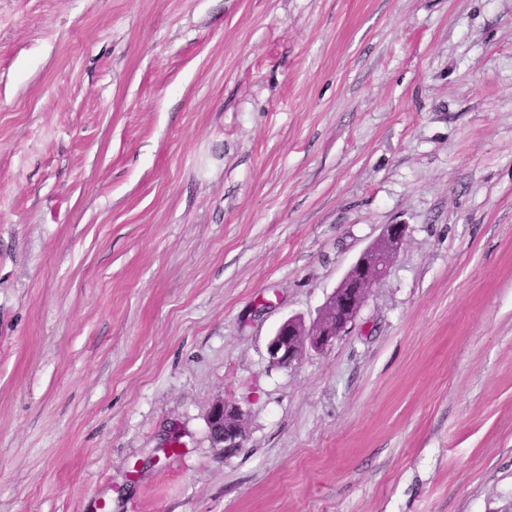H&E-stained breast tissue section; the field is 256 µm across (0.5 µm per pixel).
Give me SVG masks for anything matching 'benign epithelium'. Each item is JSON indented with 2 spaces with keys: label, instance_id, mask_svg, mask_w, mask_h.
Here are the masks:
<instances>
[{
  "label": "benign epithelium",
  "instance_id": "7a95c632",
  "mask_svg": "<svg viewBox=\"0 0 512 512\" xmlns=\"http://www.w3.org/2000/svg\"><path fill=\"white\" fill-rule=\"evenodd\" d=\"M405 236L406 225H386L378 240L361 253L327 298L317 320L309 325L293 317L283 321L267 344L269 364L287 369L302 359L306 347L317 351L331 347L355 321L372 286L386 275ZM243 418L244 412L238 405L224 399L217 401L207 418L214 446L224 449L243 447Z\"/></svg>",
  "mask_w": 512,
  "mask_h": 512
}]
</instances>
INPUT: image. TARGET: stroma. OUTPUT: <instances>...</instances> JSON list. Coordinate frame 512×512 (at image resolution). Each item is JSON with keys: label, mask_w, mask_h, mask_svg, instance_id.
Here are the masks:
<instances>
[{"label": "stroma", "mask_w": 512, "mask_h": 512, "mask_svg": "<svg viewBox=\"0 0 512 512\" xmlns=\"http://www.w3.org/2000/svg\"><path fill=\"white\" fill-rule=\"evenodd\" d=\"M0 512H512V0H0ZM405 236L406 225H386L378 240L361 253L327 298L317 320L309 325L293 317L283 321L267 344L269 364L287 369L302 359L307 345L317 351L331 347L355 321L372 286L386 275ZM244 412L235 403L217 401L207 418L209 436L217 448H240L245 443Z\"/></svg>", "instance_id": "obj_1"}]
</instances>
